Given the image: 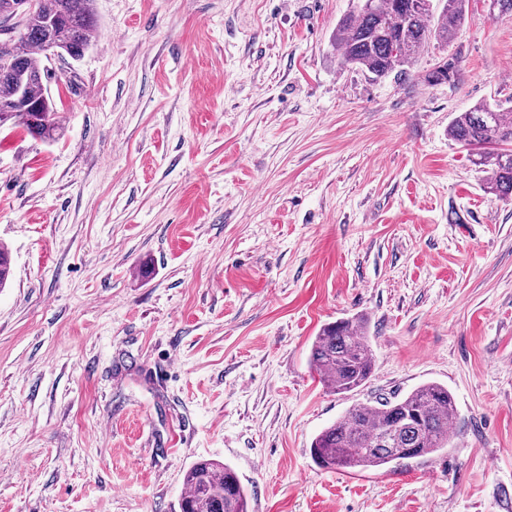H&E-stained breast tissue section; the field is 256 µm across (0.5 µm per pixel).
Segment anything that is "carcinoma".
<instances>
[{
    "label": "carcinoma",
    "instance_id": "carcinoma-1",
    "mask_svg": "<svg viewBox=\"0 0 512 512\" xmlns=\"http://www.w3.org/2000/svg\"><path fill=\"white\" fill-rule=\"evenodd\" d=\"M93 0H38L23 18L18 38L10 40L11 63L0 67V128L21 126L30 135L51 141L60 130L47 91V45L61 60L78 61L88 49L96 20ZM353 0L336 24L332 41L343 67H356L375 79L414 64L433 41L448 44L465 21L469 0ZM449 135L469 152L472 163L489 173L488 189L512 199V115L498 103H481L460 112ZM309 364L338 394L364 387L374 360L365 321L340 319L324 325L312 342ZM452 394L438 383H425L401 399L383 398L355 404L313 440L314 462L349 472L380 470L403 460L425 457L448 447V426L455 416ZM180 512H248L245 489L227 464L203 460L184 474Z\"/></svg>",
    "mask_w": 512,
    "mask_h": 512
}]
</instances>
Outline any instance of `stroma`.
Returning a JSON list of instances; mask_svg holds the SVG:
<instances>
[{"label": "stroma", "mask_w": 512, "mask_h": 512, "mask_svg": "<svg viewBox=\"0 0 512 512\" xmlns=\"http://www.w3.org/2000/svg\"><path fill=\"white\" fill-rule=\"evenodd\" d=\"M350 7L94 0L48 63L58 139L0 130V512H178L201 459L249 512H512V201L448 133L512 101V17L470 0L375 81L332 48ZM352 316L375 366L340 395L309 352ZM428 382L447 448L315 464L353 404Z\"/></svg>", "instance_id": "obj_1"}]
</instances>
